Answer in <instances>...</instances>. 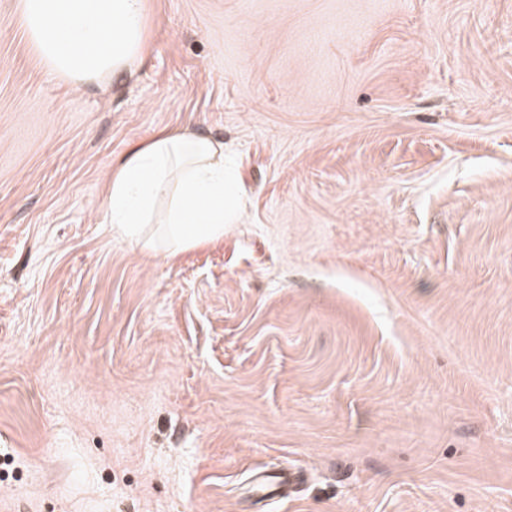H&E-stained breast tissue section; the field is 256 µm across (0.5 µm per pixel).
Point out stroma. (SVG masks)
Returning a JSON list of instances; mask_svg holds the SVG:
<instances>
[{
  "label": "stroma",
  "mask_w": 512,
  "mask_h": 512,
  "mask_svg": "<svg viewBox=\"0 0 512 512\" xmlns=\"http://www.w3.org/2000/svg\"><path fill=\"white\" fill-rule=\"evenodd\" d=\"M74 90L0 0V512H512V0H148ZM224 142L166 261L108 174ZM230 184L224 142L160 130L112 165L107 224L114 235L172 260L224 239V224L236 214Z\"/></svg>",
  "instance_id": "obj_1"
}]
</instances>
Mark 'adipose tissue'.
I'll use <instances>...</instances> for the list:
<instances>
[{"label":"adipose tissue","mask_w":512,"mask_h":512,"mask_svg":"<svg viewBox=\"0 0 512 512\" xmlns=\"http://www.w3.org/2000/svg\"><path fill=\"white\" fill-rule=\"evenodd\" d=\"M28 43L57 79L82 90L130 73L144 51L147 0H18ZM221 140L162 130L113 165L112 232L165 259L224 237L236 206Z\"/></svg>","instance_id":"ef3b65f1"}]
</instances>
